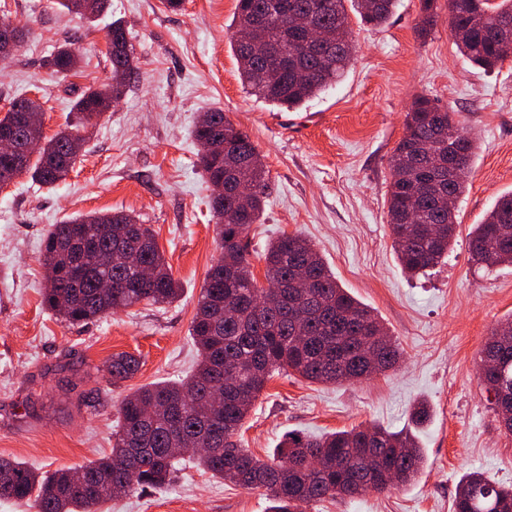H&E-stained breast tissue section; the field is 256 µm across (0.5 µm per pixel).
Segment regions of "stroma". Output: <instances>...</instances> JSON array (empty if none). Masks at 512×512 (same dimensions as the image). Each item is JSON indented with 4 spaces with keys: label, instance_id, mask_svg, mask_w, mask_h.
Returning <instances> with one entry per match:
<instances>
[{
    "label": "stroma",
    "instance_id": "35a3bbf8",
    "mask_svg": "<svg viewBox=\"0 0 512 512\" xmlns=\"http://www.w3.org/2000/svg\"><path fill=\"white\" fill-rule=\"evenodd\" d=\"M91 22L61 0H0V21L28 34L0 65V117L17 96L37 97L45 135L75 121V100L107 83L109 25L121 20L138 74L118 103L83 131L67 177L43 186L23 173L0 193V458L46 472L76 469L110 453L121 400L140 386L191 374L190 328L210 266L220 254L213 187L198 164L193 130L223 110L246 132L269 171L260 223L250 228L256 278L261 254L281 234L320 250L339 284L370 307L399 343L404 361L355 384L272 377L241 431L259 458L291 431L307 434L383 425L404 428L420 401L430 417L417 428L427 463L411 485L361 498L327 500L306 512H452L460 479L480 471L512 485V435L500 427L480 385L481 351L512 316V267L484 268L468 254V234L496 198L512 191V57L491 71L473 67L451 37L446 0L425 35L421 0H397L380 27L349 21L355 54L341 79L302 108L267 104L243 86L229 25L237 0H108ZM69 43L76 71L44 61ZM452 112L478 142L466 192L456 204L458 238L445 262L408 276L392 247L386 192L390 160L418 96ZM123 212L150 226L183 288L178 301L138 304L71 324L43 304L41 262L51 225L90 212ZM140 361L131 380L112 383L107 362ZM261 492L216 479L183 462L166 488L120 496L98 512H268Z\"/></svg>",
    "mask_w": 512,
    "mask_h": 512
}]
</instances>
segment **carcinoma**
Returning a JSON list of instances; mask_svg holds the SVG:
<instances>
[{
  "mask_svg": "<svg viewBox=\"0 0 512 512\" xmlns=\"http://www.w3.org/2000/svg\"><path fill=\"white\" fill-rule=\"evenodd\" d=\"M237 0L230 28L245 30L256 16L265 19L260 35L268 52L288 63L266 65L245 53L237 39L232 47L239 75L249 92L264 102L297 109L332 86L352 57L353 37L347 0ZM397 0H354L363 23L385 24ZM449 17L450 32L462 55L491 71L512 56L495 38L500 26H512V0H457ZM328 39L322 51H308L301 35L309 22ZM111 81L84 91L74 103L81 119L100 115L97 104L119 100L135 74L127 33L112 22ZM56 74L77 68L71 44L58 46L46 61ZM28 99H12L13 109L0 117V132L9 131L39 143L36 157L18 168L0 156V182L22 173L42 185L63 180L74 167L85 138L67 126L51 137L40 126L22 122ZM195 126L198 162L211 183H224V197L212 200L220 256L211 265L191 323L198 351L195 371L185 380L161 381L127 395L118 408L111 454L77 470L38 473L23 462L0 458V501L25 502L35 512H97L117 495L141 494L167 485L187 437L205 452L198 467L224 482L262 490L269 512H295L327 499L357 498L410 483L425 463L417 436L410 430L342 429L311 436L289 432L264 461L241 447L235 437L255 401L276 372L291 371L307 381L336 384L362 382L395 368L402 353L369 308L337 282L316 247L298 234H283L264 250L267 286L258 284L248 250V231L259 223L265 205L267 170L249 135L233 126L221 109ZM476 142L453 115L425 96L406 115V133L391 158L387 216L393 248L403 271L418 276L448 256L457 237L448 197H461L471 173ZM433 152L460 165L431 167ZM252 187L246 203L233 190ZM470 259L486 268L512 265V193L499 196L470 233ZM137 252L152 271L141 280L127 262ZM48 270L46 306L69 323L106 317L114 309L140 302L176 301L182 293L151 228L123 212L80 215L48 231L43 246ZM481 381L494 392V411L512 435V318L491 333L482 350ZM133 355H112L114 382L135 376ZM453 512H512V487L500 486L481 472L458 483Z\"/></svg>",
  "mask_w": 512,
  "mask_h": 512,
  "instance_id": "1",
  "label": "carcinoma"
}]
</instances>
